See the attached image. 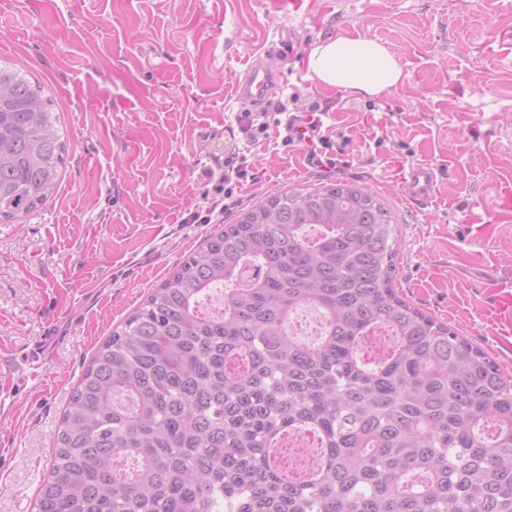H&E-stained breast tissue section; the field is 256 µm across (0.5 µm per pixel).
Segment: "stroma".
Masks as SVG:
<instances>
[{
  "mask_svg": "<svg viewBox=\"0 0 512 512\" xmlns=\"http://www.w3.org/2000/svg\"><path fill=\"white\" fill-rule=\"evenodd\" d=\"M338 36L382 42L400 84L317 85L305 60ZM269 50L284 96L327 106L329 135L348 137L344 179L394 216L396 293L512 375V324L487 289L512 286V0H0V60L54 100L68 148L49 202L0 223V354L50 337L39 375L0 377V512H31L90 359L176 262L268 197L330 182L281 136L238 131L236 81ZM234 151L254 180L222 221L185 223ZM418 161L443 171L423 210L398 179Z\"/></svg>",
  "mask_w": 512,
  "mask_h": 512,
  "instance_id": "obj_1",
  "label": "stroma"
}]
</instances>
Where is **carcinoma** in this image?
Listing matches in <instances>:
<instances>
[{
    "mask_svg": "<svg viewBox=\"0 0 512 512\" xmlns=\"http://www.w3.org/2000/svg\"><path fill=\"white\" fill-rule=\"evenodd\" d=\"M59 124L0 63L1 223L55 192ZM396 243L391 213L342 180L224 225L97 350L35 512H512V377L397 295ZM303 306L323 316L316 342L288 334ZM379 327L391 344L366 359ZM306 431L318 459L290 478L276 451Z\"/></svg>",
    "mask_w": 512,
    "mask_h": 512,
    "instance_id": "carcinoma-1",
    "label": "carcinoma"
}]
</instances>
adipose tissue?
I'll list each match as a JSON object with an SVG mask.
<instances>
[{"mask_svg": "<svg viewBox=\"0 0 512 512\" xmlns=\"http://www.w3.org/2000/svg\"><path fill=\"white\" fill-rule=\"evenodd\" d=\"M306 65L319 85L359 96L378 95L402 79L396 56L367 37L326 40L312 49Z\"/></svg>", "mask_w": 512, "mask_h": 512, "instance_id": "1", "label": "adipose tissue"}]
</instances>
